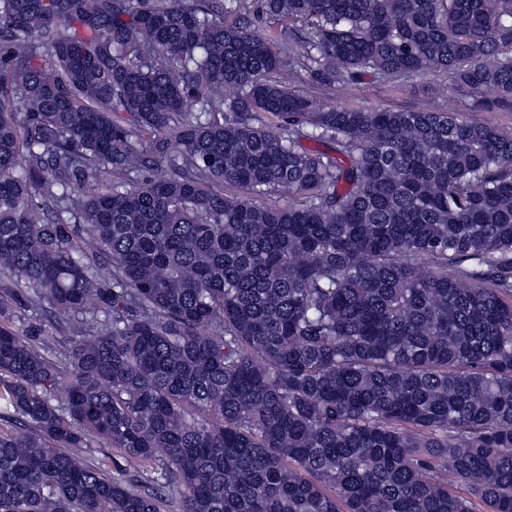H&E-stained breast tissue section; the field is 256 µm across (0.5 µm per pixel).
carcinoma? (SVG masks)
I'll use <instances>...</instances> for the list:
<instances>
[{
  "label": "carcinoma",
  "mask_w": 512,
  "mask_h": 512,
  "mask_svg": "<svg viewBox=\"0 0 512 512\" xmlns=\"http://www.w3.org/2000/svg\"><path fill=\"white\" fill-rule=\"evenodd\" d=\"M216 2L0 0V512H512V133L285 77L512 112V0ZM256 0H224V17L228 22L248 21L252 28L258 29L260 32L266 30L279 29L281 22L274 19L259 17L257 6L254 4ZM292 87L315 105L323 102L340 107H414L446 110L448 105L472 121L488 123L512 132V112H470L469 100L454 90L446 76L413 75L396 80L380 79L367 73L355 88L325 87L308 72L297 68ZM51 317L46 305L42 309L31 307L25 296L19 295L12 311L0 316V324H8L20 335L38 341L44 336H61L51 325Z\"/></svg>",
  "instance_id": "carcinoma-1"
}]
</instances>
